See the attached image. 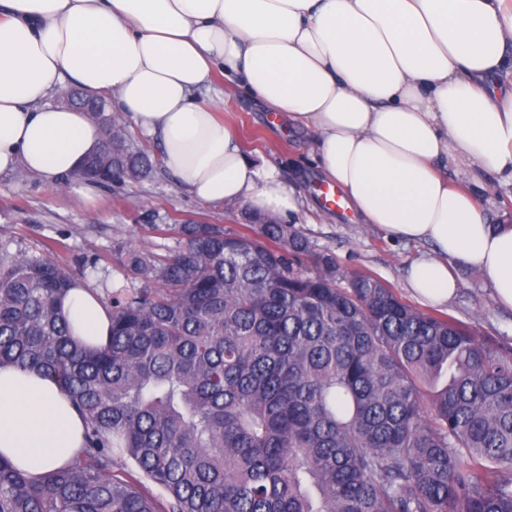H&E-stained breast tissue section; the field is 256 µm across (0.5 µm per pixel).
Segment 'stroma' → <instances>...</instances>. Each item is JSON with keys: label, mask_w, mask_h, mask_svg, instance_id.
<instances>
[{"label": "stroma", "mask_w": 512, "mask_h": 512, "mask_svg": "<svg viewBox=\"0 0 512 512\" xmlns=\"http://www.w3.org/2000/svg\"><path fill=\"white\" fill-rule=\"evenodd\" d=\"M216 80L213 89L201 91L205 100H216L223 89ZM216 110L230 123L245 153L262 164L274 163L284 184L300 200L297 210L283 216L311 247L302 269L320 270L321 257H329L340 281L355 273H369L384 281L406 303L419 306L407 284V271L417 258L432 254L429 244L403 242L373 225L357 223L351 211L326 208L319 188L326 180L315 159L310 134L289 125L286 118L271 113L246 91L226 92L216 100ZM130 139L146 150L153 169L148 177L116 181L109 186L70 180L51 188L33 175L0 173V240L12 249L52 259L82 273L83 280L98 291L136 288L125 266L126 253L147 249L166 255L180 241L182 224H218L244 231L253 211L243 203L206 204L182 188L162 164L160 145L130 129ZM460 288L439 314L468 325L481 339L512 345V311L500 309L484 278L465 267H456Z\"/></svg>", "instance_id": "1"}]
</instances>
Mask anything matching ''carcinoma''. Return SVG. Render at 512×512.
Segmentation results:
<instances>
[{
    "label": "carcinoma",
    "mask_w": 512,
    "mask_h": 512,
    "mask_svg": "<svg viewBox=\"0 0 512 512\" xmlns=\"http://www.w3.org/2000/svg\"><path fill=\"white\" fill-rule=\"evenodd\" d=\"M100 124L84 181L146 177ZM179 233L127 254L142 286L112 293L95 349L59 312L75 275L0 241V367L45 371L86 423L36 480L0 456V512H512L511 347L371 274H304L288 224Z\"/></svg>",
    "instance_id": "obj_1"
}]
</instances>
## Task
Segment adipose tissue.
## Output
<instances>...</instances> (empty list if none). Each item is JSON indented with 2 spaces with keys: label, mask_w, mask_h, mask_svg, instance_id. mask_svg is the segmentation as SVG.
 <instances>
[{
  "label": "adipose tissue",
  "mask_w": 512,
  "mask_h": 512,
  "mask_svg": "<svg viewBox=\"0 0 512 512\" xmlns=\"http://www.w3.org/2000/svg\"><path fill=\"white\" fill-rule=\"evenodd\" d=\"M217 70L315 132L328 182L362 223L434 246L410 266L416 295L447 303L454 261L512 309V226L483 205L487 172L512 184V0H0V172L56 187L96 149L89 113L45 101L70 80L109 94L199 201L288 213L275 167L194 99ZM61 311L74 335L105 341L109 307L87 285ZM84 431L54 380L0 368L1 456L37 477L71 463Z\"/></svg>",
  "instance_id": "ef3b65f1"
}]
</instances>
